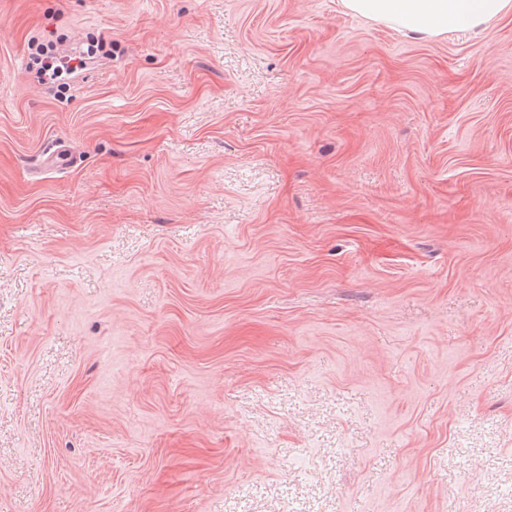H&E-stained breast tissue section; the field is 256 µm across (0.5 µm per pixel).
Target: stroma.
Instances as JSON below:
<instances>
[{
    "label": "stroma",
    "mask_w": 512,
    "mask_h": 512,
    "mask_svg": "<svg viewBox=\"0 0 512 512\" xmlns=\"http://www.w3.org/2000/svg\"><path fill=\"white\" fill-rule=\"evenodd\" d=\"M478 505L512 512V14L0 0V512ZM343 9L412 37L433 38L461 25L478 28L512 12L511 0H340ZM85 64V54L79 56L54 54L50 61L43 64L40 79L45 83H55L63 73H73L83 68Z\"/></svg>",
    "instance_id": "obj_1"
}]
</instances>
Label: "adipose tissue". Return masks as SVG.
I'll list each match as a JSON object with an SVG mask.
<instances>
[{
  "label": "adipose tissue",
  "instance_id": "obj_1",
  "mask_svg": "<svg viewBox=\"0 0 512 512\" xmlns=\"http://www.w3.org/2000/svg\"><path fill=\"white\" fill-rule=\"evenodd\" d=\"M343 9L412 37L433 38L466 25L478 28L512 12V0H340Z\"/></svg>",
  "mask_w": 512,
  "mask_h": 512
}]
</instances>
